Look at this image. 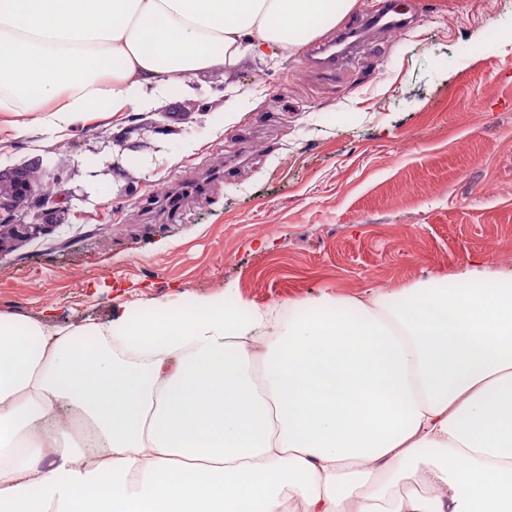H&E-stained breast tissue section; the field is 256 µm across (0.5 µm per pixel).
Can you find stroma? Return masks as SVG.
<instances>
[{
  "label": "stroma",
  "mask_w": 512,
  "mask_h": 512,
  "mask_svg": "<svg viewBox=\"0 0 512 512\" xmlns=\"http://www.w3.org/2000/svg\"><path fill=\"white\" fill-rule=\"evenodd\" d=\"M311 48L195 74L204 96L162 104L161 148L148 131L120 151L107 120L1 133L0 166L63 162L74 199L68 224L0 256V313L70 327L512 267V0H419L401 41L365 39L331 76Z\"/></svg>",
  "instance_id": "obj_1"
}]
</instances>
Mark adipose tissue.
Here are the masks:
<instances>
[{
	"mask_svg": "<svg viewBox=\"0 0 512 512\" xmlns=\"http://www.w3.org/2000/svg\"><path fill=\"white\" fill-rule=\"evenodd\" d=\"M355 5L0 0V123L148 112ZM0 512H512V268L118 334L0 314Z\"/></svg>",
	"mask_w": 512,
	"mask_h": 512,
	"instance_id": "obj_1",
	"label": "adipose tissue"
}]
</instances>
